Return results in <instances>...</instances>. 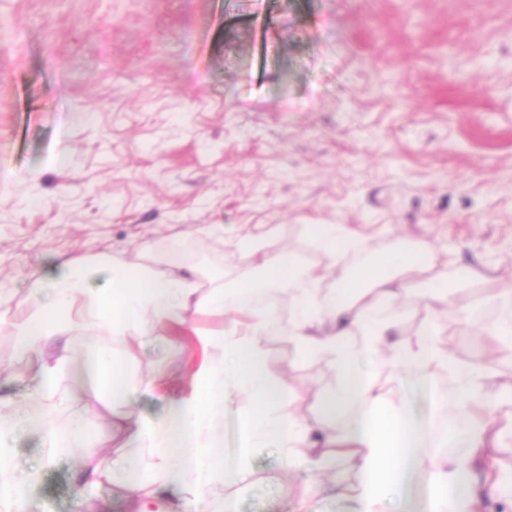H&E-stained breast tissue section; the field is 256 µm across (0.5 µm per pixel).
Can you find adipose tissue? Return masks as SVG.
I'll list each match as a JSON object with an SVG mask.
<instances>
[{
	"instance_id": "adipose-tissue-1",
	"label": "adipose tissue",
	"mask_w": 512,
	"mask_h": 512,
	"mask_svg": "<svg viewBox=\"0 0 512 512\" xmlns=\"http://www.w3.org/2000/svg\"><path fill=\"white\" fill-rule=\"evenodd\" d=\"M307 232L327 259L324 267L304 266L289 253H263L259 235L234 242L247 263L240 285L248 291L258 285L287 290L293 312L286 320L274 304L229 303L223 283L205 286L195 273L178 274L139 257H113L111 286L104 292L89 288V267L81 261L65 263L50 281H35L25 314L9 324L17 354L35 360L28 400L21 418L0 413V441L23 424L42 433L52 448L89 444L84 411L108 407L133 391L127 354L161 335L170 348L181 349L180 338L169 334L181 327L191 329L203 351L190 370L189 390L166 394L167 411L160 419L116 411L110 420L125 444L149 449L154 459L149 482L134 476L128 456L96 452L77 470L86 486L112 484L115 493L136 501V512L158 507L225 512L224 490L250 479L253 450L274 448L292 468L326 472L349 462L351 477L330 483L348 512H489L494 503L501 512H512V472L498 466L502 455H512V443L503 441L485 415L484 387L495 363L460 362L438 339L436 307L456 297L457 280L444 274L431 279L424 290L425 322L389 344L379 311L411 291L405 274L431 257L430 248L400 236L371 248L344 224H311ZM353 251L366 254L362 266L346 263ZM330 277L336 287L327 292L322 284ZM229 307L233 316L217 329L192 327L188 318L192 311L223 314ZM76 330L105 332L125 354L95 363V386L73 389V416L57 431L47 427L43 403L56 395L65 368L44 350ZM275 338L287 339L300 359H321L335 368L338 384L323 406L334 431L310 423L296 409L292 387L269 372L264 344ZM363 353L410 373L431 391L434 405L447 413L444 426L391 401L378 370L357 372L354 364ZM443 376L454 387L452 398L435 390ZM233 405L239 446L228 457L222 449L224 414ZM448 444L457 445L458 453L438 460L437 448ZM37 477L34 470L16 475L12 460L0 453V512H26L28 489Z\"/></svg>"
}]
</instances>
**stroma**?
Masks as SVG:
<instances>
[{
    "instance_id": "35a3bbf8",
    "label": "stroma",
    "mask_w": 512,
    "mask_h": 512,
    "mask_svg": "<svg viewBox=\"0 0 512 512\" xmlns=\"http://www.w3.org/2000/svg\"><path fill=\"white\" fill-rule=\"evenodd\" d=\"M310 224H346L373 246L394 235L427 243L432 265L411 272L387 342L425 317L424 284L464 268L439 317L441 341L464 363L493 353L489 416L512 418V345L465 331L512 313L485 299L512 283V0H0V322L21 315L33 278L70 260L144 251L237 285L228 240L268 231V253L321 267ZM162 343L130 358L133 379L169 359L179 388L199 356ZM308 418L334 390L325 362L266 342ZM78 368L119 346L81 332L52 344ZM28 361L0 329V396L21 397ZM394 400L441 423L410 377L381 372ZM90 447H119L108 421L87 416ZM17 472L38 468L28 512H82L76 475L90 447L57 451L21 431ZM251 483L229 489L232 512H346L324 480L289 470L274 449L251 455Z\"/></svg>"
}]
</instances>
